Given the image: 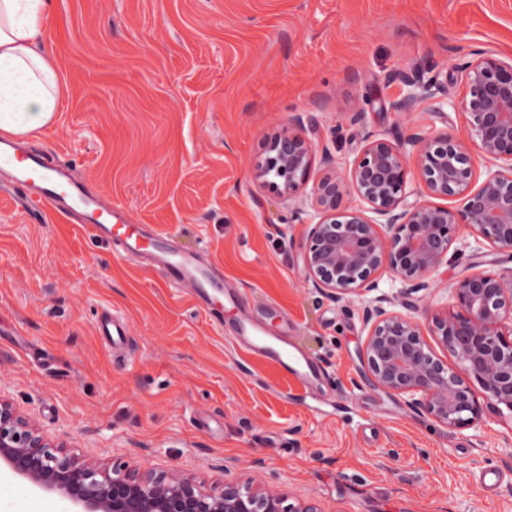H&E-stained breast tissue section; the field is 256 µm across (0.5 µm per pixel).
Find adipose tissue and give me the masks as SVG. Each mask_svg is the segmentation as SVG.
Returning a JSON list of instances; mask_svg holds the SVG:
<instances>
[{"label": "adipose tissue", "mask_w": 512, "mask_h": 512, "mask_svg": "<svg viewBox=\"0 0 512 512\" xmlns=\"http://www.w3.org/2000/svg\"><path fill=\"white\" fill-rule=\"evenodd\" d=\"M48 0H0V135L38 140L60 110L62 65L42 41Z\"/></svg>", "instance_id": "obj_1"}]
</instances>
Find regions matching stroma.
Wrapping results in <instances>:
<instances>
[{
    "mask_svg": "<svg viewBox=\"0 0 512 512\" xmlns=\"http://www.w3.org/2000/svg\"><path fill=\"white\" fill-rule=\"evenodd\" d=\"M45 45L67 76L41 145L184 248L202 250L238 298L223 320L74 224L0 197V392L96 462L225 475L318 512H512V417L450 430L367 383L358 300L308 281L288 203L250 170L294 112L332 130L361 108L399 132L398 69L480 50L512 59V0H53ZM110 307L129 345L97 331ZM318 361L300 390L230 339L242 310ZM488 468L502 481L484 490ZM0 467V512H67Z\"/></svg>",
    "mask_w": 512,
    "mask_h": 512,
    "instance_id": "35a3bbf8",
    "label": "stroma"
}]
</instances>
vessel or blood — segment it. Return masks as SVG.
Here are the masks:
<instances>
[{"label": "vessel or blood", "mask_w": 512, "mask_h": 512, "mask_svg": "<svg viewBox=\"0 0 512 512\" xmlns=\"http://www.w3.org/2000/svg\"><path fill=\"white\" fill-rule=\"evenodd\" d=\"M4 190L19 192L29 209L49 207L57 217L88 231L94 241L117 247L123 257L157 271L168 284L191 289L205 314H222L224 282L203 254L174 248L170 236L148 225L128 223L123 207L107 201L91 180L77 177L67 156L35 149L22 138L0 137V192ZM234 331L250 351L283 368L305 391L318 388L320 364L285 337L269 335L260 316L240 319ZM98 332L114 351H123L128 343L124 320L111 309H102Z\"/></svg>", "instance_id": "1"}]
</instances>
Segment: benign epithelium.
Returning a JSON list of instances; mask_svg holds the SVG:
<instances>
[{
  "mask_svg": "<svg viewBox=\"0 0 512 512\" xmlns=\"http://www.w3.org/2000/svg\"><path fill=\"white\" fill-rule=\"evenodd\" d=\"M454 69L450 83L428 65L399 69L391 80L403 92L395 110L407 118L422 101L441 113L460 108L465 122L457 134L430 137L412 126L392 137L376 134L359 109L349 127L362 149L339 162L313 141L315 118L297 112L265 140L251 179L294 201L289 219L306 226L302 261L313 286L330 298L361 302L371 384L408 399L440 426L465 429L482 424L485 403L512 412V326L504 327L512 318V274L477 270L456 278L448 285L449 310L420 305L417 293L457 256L478 257L487 246L512 251V61L474 53ZM318 152L325 172L300 199ZM478 164L487 167L481 180ZM448 197L461 206L431 202ZM461 228L470 240L451 255ZM384 274L387 292L380 288ZM426 330L461 370L434 355ZM0 460L38 489L61 493L79 512H317L252 482L226 478L217 488L172 469L88 461L44 443L6 405Z\"/></svg>",
  "mask_w": 512,
  "mask_h": 512,
  "instance_id": "obj_1",
  "label": "benign epithelium"
}]
</instances>
